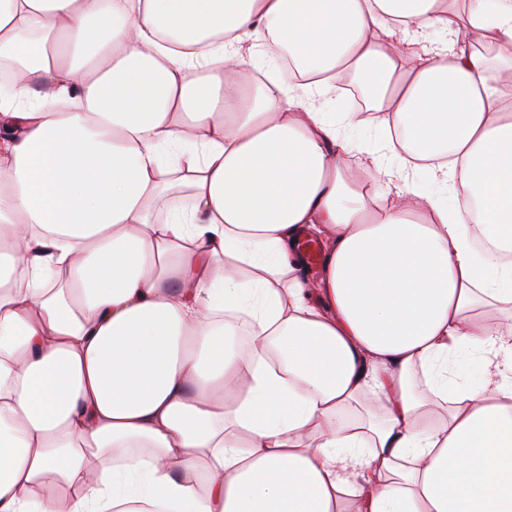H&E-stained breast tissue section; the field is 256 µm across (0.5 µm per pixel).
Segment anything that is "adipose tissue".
Returning <instances> with one entry per match:
<instances>
[{
	"label": "adipose tissue",
	"mask_w": 512,
	"mask_h": 512,
	"mask_svg": "<svg viewBox=\"0 0 512 512\" xmlns=\"http://www.w3.org/2000/svg\"><path fill=\"white\" fill-rule=\"evenodd\" d=\"M0 59V512H512V0H0Z\"/></svg>",
	"instance_id": "adipose-tissue-1"
}]
</instances>
